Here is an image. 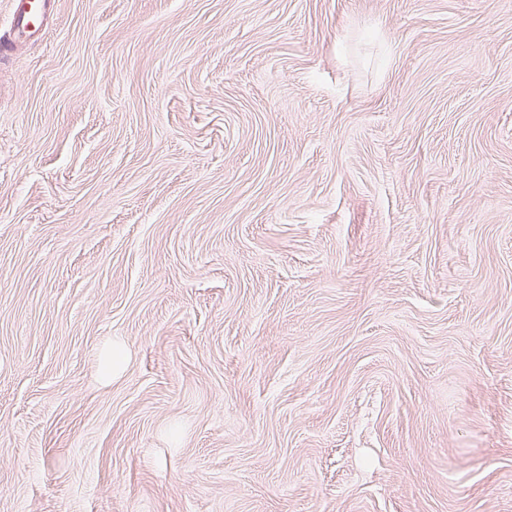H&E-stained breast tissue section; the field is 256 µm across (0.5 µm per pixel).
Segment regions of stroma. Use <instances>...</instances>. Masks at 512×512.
Wrapping results in <instances>:
<instances>
[{"label":"stroma","instance_id":"1","mask_svg":"<svg viewBox=\"0 0 512 512\" xmlns=\"http://www.w3.org/2000/svg\"><path fill=\"white\" fill-rule=\"evenodd\" d=\"M57 3L0 60V512H512V0Z\"/></svg>","mask_w":512,"mask_h":512}]
</instances>
